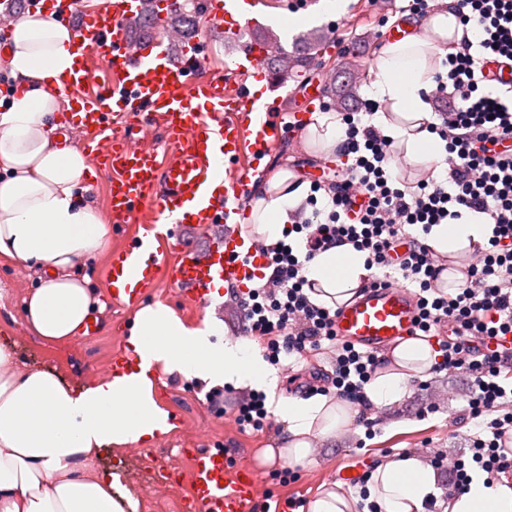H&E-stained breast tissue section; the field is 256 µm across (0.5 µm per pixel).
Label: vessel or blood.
Here are the masks:
<instances>
[{
  "instance_id": "vessel-or-blood-1",
  "label": "vessel or blood",
  "mask_w": 512,
  "mask_h": 512,
  "mask_svg": "<svg viewBox=\"0 0 512 512\" xmlns=\"http://www.w3.org/2000/svg\"><path fill=\"white\" fill-rule=\"evenodd\" d=\"M137 2L113 0L110 7L89 13L82 0H43L54 21L73 29L79 48L57 87L71 103L59 133L67 135L74 125L86 131L83 147L89 165L109 178L115 223L136 222L143 212L152 223L167 225L166 234L153 243L135 238L113 258L111 300L128 306L141 303L165 266L173 287L205 305L218 285L246 286L262 276L267 264L257 238L212 232L214 225L236 223L251 190L244 173L223 180V192H210V183L223 179L215 159L256 160L279 142L283 130L271 117L269 102L229 86L232 75L265 79L261 46L246 45L231 75L203 76L208 59L203 42L192 41L176 57L169 50L168 33L132 41L126 21L134 16ZM259 13L258 0H212L205 18L213 25L225 23V39L235 42ZM93 56L102 64L104 84L91 94L85 87ZM323 98L322 87L311 88L294 113L296 124H308ZM147 121L163 128L175 147L172 157L139 146L138 135ZM190 230L209 231L204 248L186 244ZM418 317L416 297L407 288L386 283L338 309L336 337L367 350L388 349L417 335ZM188 454L194 478L184 512H256L253 470L232 468L220 449L192 448Z\"/></svg>"
}]
</instances>
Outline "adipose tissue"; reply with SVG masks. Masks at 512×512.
<instances>
[{
	"label": "adipose tissue",
	"instance_id": "ef3b65f1",
	"mask_svg": "<svg viewBox=\"0 0 512 512\" xmlns=\"http://www.w3.org/2000/svg\"><path fill=\"white\" fill-rule=\"evenodd\" d=\"M458 12L459 0H436L414 33L386 44L375 60L369 93L387 106L376 124L394 140L402 161L429 167L440 159L444 144L429 130L435 117L423 95L442 69L445 45L462 42ZM5 41L0 67L25 91L0 108V258L41 269L24 300V321L42 342L62 343L75 337L94 304L89 279L77 268L107 251L112 227L78 192L89 168L84 151L52 139L64 101L55 82L77 56L72 30L30 11ZM308 191L293 170L271 174L250 205L254 233L270 245L281 240ZM491 229L485 214L465 209L460 218L434 225L427 242L453 256L485 245ZM367 276L364 254L332 245L307 266L315 285L310 299L338 307L358 294ZM221 332L209 317L188 328L162 304L140 306L127 342L130 372L76 387L53 372L20 367L13 337L0 336V512H137L119 473L99 469L97 459L103 449L146 444L170 432L153 398L156 370L269 394L275 389L260 351L246 340L217 346L213 338ZM439 359L424 336L396 345L365 387V408L398 401ZM275 413L284 424L278 454L298 464L317 441L346 428L357 410L316 395L279 398ZM438 491L436 471L415 457L380 462L368 487L379 512H424ZM448 512H512V484L474 475L449 499Z\"/></svg>",
	"mask_w": 512,
	"mask_h": 512
}]
</instances>
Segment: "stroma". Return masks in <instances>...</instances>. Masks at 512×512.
Here are the masks:
<instances>
[{
    "instance_id": "35a3bbf8",
    "label": "stroma",
    "mask_w": 512,
    "mask_h": 512,
    "mask_svg": "<svg viewBox=\"0 0 512 512\" xmlns=\"http://www.w3.org/2000/svg\"><path fill=\"white\" fill-rule=\"evenodd\" d=\"M342 9L335 17L316 22L317 30L328 37L327 51L311 62L309 77L312 84L325 86V100L335 104L338 84L336 71L347 65L359 73L358 98L367 100L374 80L373 63L383 47L380 32L400 20L417 23V16L404 11V0H341ZM310 83V84H311ZM295 170L309 183L325 184L333 172L325 156L310 152L306 133L301 129L286 130L261 164L250 171L253 186H260L266 176L279 168ZM144 225L116 224L112 227V243L108 253L90 261L82 268L90 277L96 304L93 308L102 323L98 336L85 340L74 338L55 345H46L27 330L23 316V299L37 284L40 272L29 266L0 261V328L9 330L17 343L18 360L27 367L55 370L73 385L90 384L108 375L113 355L127 349L126 327L131 324L133 308L108 305V273L115 254L121 252L133 237L142 235ZM146 303H159L170 308L188 326L199 325L206 316H213L223 326L229 339L244 338L241 309L229 294L202 306L179 293L166 280H158L147 291ZM334 353L325 347L306 353L293 368L278 371L276 396L289 397L331 386ZM159 386L154 399L160 409L175 420L167 435L145 445L141 455L126 456L121 450H105L100 465L119 471L132 488L139 505L137 512H150V489L140 475V468L149 463L182 458V469L191 472L193 462L182 456V449L192 446L221 448L235 456L238 465L258 474L257 496L260 503L288 502L300 508L318 493L333 487L337 468L366 456L372 462L385 458L403 457L406 451H417L423 461H430L437 451L468 456L470 439L478 432L472 421L463 417L466 406L467 379L449 377L447 372L432 373L429 378L413 380L409 391L376 416L358 413L352 425L336 438L317 444L309 462L289 464L282 458H267L266 449L278 448L283 424L270 416L263 430L240 426L238 408L247 402L251 388L232 385H212L173 372H159ZM222 395V408L208 407L205 396L209 391Z\"/></svg>"
}]
</instances>
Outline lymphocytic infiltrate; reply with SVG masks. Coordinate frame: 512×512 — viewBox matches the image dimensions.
<instances>
[{
	"label": "lymphocytic infiltrate",
	"mask_w": 512,
	"mask_h": 512,
	"mask_svg": "<svg viewBox=\"0 0 512 512\" xmlns=\"http://www.w3.org/2000/svg\"><path fill=\"white\" fill-rule=\"evenodd\" d=\"M459 19L477 31L479 52L449 54L446 74L434 78L440 122L432 130L445 143L444 177L405 182L391 167L392 139L345 114L343 161L329 189L325 222L292 225V232L305 235L304 254L282 241L264 246L271 274L240 302L245 332L263 341L272 361L331 344L332 384L357 404L381 361L376 352L337 340L335 312L305 291V262L346 242L366 253L369 266L395 269L417 284L419 329L426 336L448 329L437 368L469 375L467 416L482 429L470 441L468 458L438 453L432 459L436 468L448 469L458 489L470 482V469L491 481L512 471V447L504 440L512 434V410H503L512 407V388L498 380L512 350L490 346L495 337L512 334V104L480 88L486 63L512 62V0H460ZM463 208L486 214L492 235L448 294L440 286L444 266L427 237Z\"/></svg>",
	"instance_id": "lymphocytic-infiltrate-1"
}]
</instances>
